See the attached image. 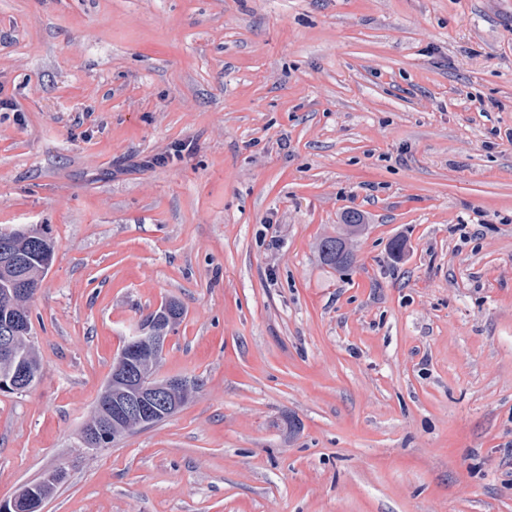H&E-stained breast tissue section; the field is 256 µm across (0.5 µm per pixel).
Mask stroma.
<instances>
[{
  "instance_id": "stroma-1",
  "label": "stroma",
  "mask_w": 512,
  "mask_h": 512,
  "mask_svg": "<svg viewBox=\"0 0 512 512\" xmlns=\"http://www.w3.org/2000/svg\"><path fill=\"white\" fill-rule=\"evenodd\" d=\"M0 89V227L55 242L0 500L61 469L43 512H512V0H0ZM170 299L155 376L198 390L85 448ZM336 235L323 237L317 250L323 264L336 270L349 268L355 261L354 244L366 230L363 216L358 212H349L344 224H339Z\"/></svg>"
}]
</instances>
